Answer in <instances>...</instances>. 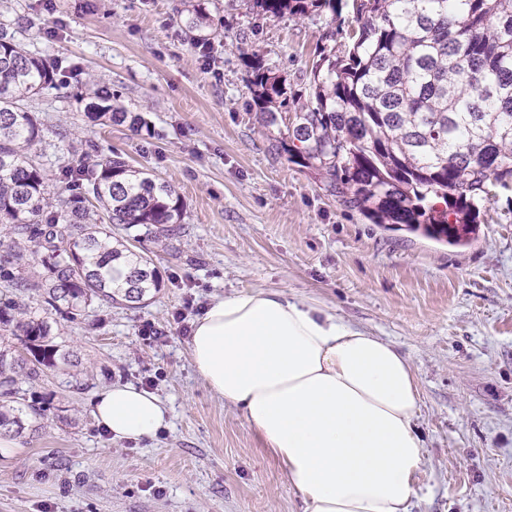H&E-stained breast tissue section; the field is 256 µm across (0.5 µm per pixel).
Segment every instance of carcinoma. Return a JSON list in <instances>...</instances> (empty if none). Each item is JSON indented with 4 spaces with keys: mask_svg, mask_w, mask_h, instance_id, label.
Listing matches in <instances>:
<instances>
[{
    "mask_svg": "<svg viewBox=\"0 0 512 512\" xmlns=\"http://www.w3.org/2000/svg\"><path fill=\"white\" fill-rule=\"evenodd\" d=\"M269 17L342 18L341 48L322 45L306 74L308 100L286 125L281 152L314 170L325 189L371 224L451 245L478 233L480 208L512 190V0H247ZM195 45L210 42L203 0H185ZM248 86L268 126L300 96L258 55L245 57ZM76 66L26 50L0 22V278L39 306H0V432L25 430L19 380L73 365L53 340L50 315L84 319L94 302L133 306L162 280L148 249L181 234L184 204L169 184L131 166L122 153L72 154L59 177L79 191L52 200L41 155L45 128L27 101L70 90L99 125L151 134L112 89L70 85ZM44 276L25 275L30 263Z\"/></svg>",
    "mask_w": 512,
    "mask_h": 512,
    "instance_id": "cac0c4a2",
    "label": "carcinoma"
}]
</instances>
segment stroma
Here are the masks:
<instances>
[{"label": "stroma", "mask_w": 512, "mask_h": 512, "mask_svg": "<svg viewBox=\"0 0 512 512\" xmlns=\"http://www.w3.org/2000/svg\"><path fill=\"white\" fill-rule=\"evenodd\" d=\"M84 2L0 0V22L33 18L18 40L79 63L153 131L94 124L65 93L36 97L50 190L67 196L56 172L92 141L173 185L185 233L178 250L157 251L164 285L145 306L54 323L88 388L70 392L56 373L26 384L27 403L47 412L26 419L17 453L0 457V512H304L262 437L192 363L197 306L241 290L307 300L408 359L425 445L412 512H512V193L487 203L464 246L368 223L287 161L247 83L252 53L299 82L332 30L326 18L210 0L215 36L204 55L182 0H96L92 11ZM147 325L159 339H143ZM117 382L156 394L168 427L137 445L112 441L91 406Z\"/></svg>", "instance_id": "obj_1"}]
</instances>
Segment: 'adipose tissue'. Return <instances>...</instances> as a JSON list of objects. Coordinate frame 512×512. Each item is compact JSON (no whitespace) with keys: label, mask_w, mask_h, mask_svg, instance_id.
<instances>
[{"label":"adipose tissue","mask_w":512,"mask_h":512,"mask_svg":"<svg viewBox=\"0 0 512 512\" xmlns=\"http://www.w3.org/2000/svg\"><path fill=\"white\" fill-rule=\"evenodd\" d=\"M190 354L263 438L304 512H410L423 462L419 391L392 344L267 290L214 301L194 323ZM92 414L118 442L167 424L163 401L132 383L104 387Z\"/></svg>","instance_id":"ef3b65f1"}]
</instances>
